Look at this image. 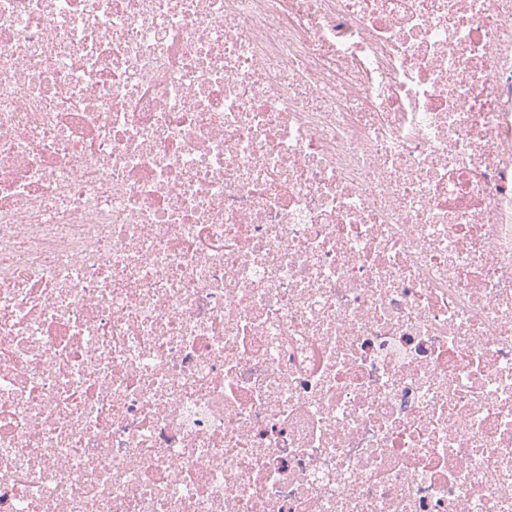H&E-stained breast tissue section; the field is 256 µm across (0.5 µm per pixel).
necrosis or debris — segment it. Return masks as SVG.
Returning <instances> with one entry per match:
<instances>
[{
  "instance_id": "obj_1",
  "label": "necrosis or debris",
  "mask_w": 512,
  "mask_h": 512,
  "mask_svg": "<svg viewBox=\"0 0 512 512\" xmlns=\"http://www.w3.org/2000/svg\"><path fill=\"white\" fill-rule=\"evenodd\" d=\"M0 512H512V0H0Z\"/></svg>"
}]
</instances>
